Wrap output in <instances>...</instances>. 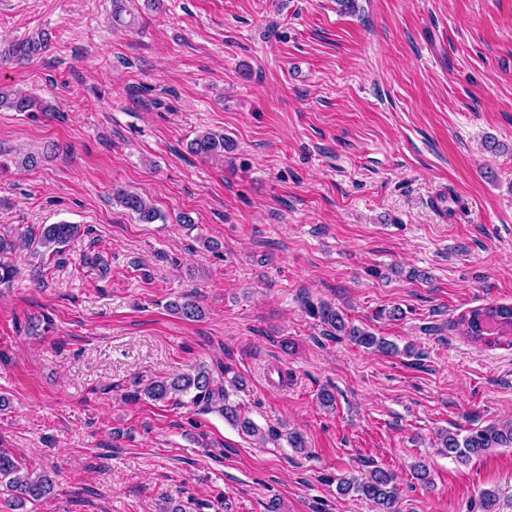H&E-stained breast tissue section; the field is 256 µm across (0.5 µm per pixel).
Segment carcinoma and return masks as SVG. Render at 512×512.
Wrapping results in <instances>:
<instances>
[{"mask_svg":"<svg viewBox=\"0 0 512 512\" xmlns=\"http://www.w3.org/2000/svg\"><path fill=\"white\" fill-rule=\"evenodd\" d=\"M49 47V38L43 35L12 41L8 47H0V63L9 61L25 65L41 57ZM8 108L15 112L41 111L37 99L21 91L10 95L0 91V109ZM231 148L224 135L211 131L198 134L188 144V150L204 159L224 157V150ZM115 198L128 211L137 216L139 222L152 224L160 218L157 210L144 197L137 193L118 191ZM78 224L61 222L47 224L41 228L37 244L51 249L57 255L65 253V248L80 235ZM15 249V242L0 236V284H8L16 274V268L9 261ZM174 313L187 320L202 316L200 306L192 300L169 304ZM305 312L323 327V335L335 338L347 336L356 345L372 349L386 355L398 353V347L391 341L374 335L357 326L349 325L344 315L326 302L315 304L304 302ZM452 328L470 339L471 342L486 346L512 348V305H492L476 307L461 314L452 322ZM230 369L221 366L213 371L201 366L192 373L169 379L154 380L130 394L133 399L146 397L152 401H180V397L192 395L193 404L209 412H217L239 432L257 438L262 442L279 437L276 430L263 432L241 409L231 401L232 392L243 390V380L229 376ZM437 447L440 452L455 462L466 465L473 458L480 457L494 448L512 447V422L490 423L477 427L462 435L443 430L438 432ZM6 486L12 499L19 503L27 500L38 501L54 490V481L47 471L31 472L9 454L0 451V487ZM337 490L342 495L352 494L366 501L371 512H398L399 485L397 476L389 470L375 468L364 478L350 476L338 480ZM479 512H512V495L501 496L495 490L481 492L477 504Z\"/></svg>","mask_w":512,"mask_h":512,"instance_id":"obj_1","label":"carcinoma"}]
</instances>
